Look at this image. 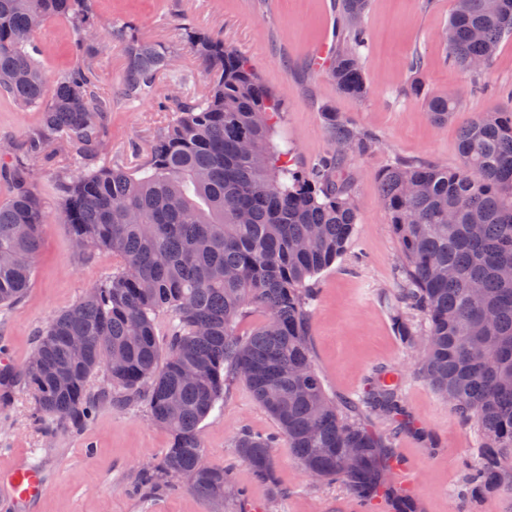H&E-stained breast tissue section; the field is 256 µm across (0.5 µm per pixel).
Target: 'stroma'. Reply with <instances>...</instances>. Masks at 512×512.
Returning a JSON list of instances; mask_svg holds the SVG:
<instances>
[{"label": "stroma", "instance_id": "1", "mask_svg": "<svg viewBox=\"0 0 512 512\" xmlns=\"http://www.w3.org/2000/svg\"><path fill=\"white\" fill-rule=\"evenodd\" d=\"M454 8L455 0H369L363 19L369 94L363 99L340 94L324 72L309 65L317 44L348 33L334 0H93L97 49L92 53L76 48L71 20L44 22L34 40L48 80L76 68L91 70L98 92L111 97L112 110L102 119L106 146L97 156L61 149L27 159L21 144L38 115L0 95V159L10 166L21 159L30 167L45 214L29 287L18 303L0 307V361L23 366L38 332L117 266L107 252L89 259L76 255L62 213L64 185L87 168L142 164L173 118L172 95L200 99L208 91L190 35L218 37L280 94L278 133L291 147L295 168L307 170L333 150L325 110L343 113L376 138L368 154L346 159L358 205L357 231L341 258L319 276L310 307L311 352L328 393L349 416L381 435L390 463L403 461L411 468V478L397 476L393 482L415 501L417 512H512V493H467L468 474L479 460V429L417 377V353L402 343L393 324L400 256L379 199V173L398 158L456 167L461 129L480 113L512 109V38L500 44L486 69L452 66L443 34ZM120 27L161 44L171 56V71L159 73L150 91L135 99L122 93L126 60L112 39ZM417 83L457 98L459 108L447 123L432 122L411 93ZM388 377L399 387L404 415L388 416L361 403ZM245 431L266 436L278 427L239 381L200 425L209 465L230 469L242 491L238 499L203 498L182 481L150 490L141 484L142 472L158 462L172 437L152 422L145 401L103 404L82 427L51 433L36 420L32 394L20 378L0 403V476L24 458L42 469L37 512H251L255 506L260 512H351L350 490L313 482L287 448L276 451L272 481L257 480L233 446Z\"/></svg>", "mask_w": 512, "mask_h": 512}]
</instances>
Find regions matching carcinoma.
I'll return each instance as SVG.
<instances>
[{
  "label": "carcinoma",
  "instance_id": "obj_1",
  "mask_svg": "<svg viewBox=\"0 0 512 512\" xmlns=\"http://www.w3.org/2000/svg\"><path fill=\"white\" fill-rule=\"evenodd\" d=\"M368 0H341L351 37L336 48L328 77L339 93L368 95L361 19ZM68 17L77 47L94 50L90 0H0V93L41 112L23 145L36 158L63 142L93 156L103 146L102 115L111 102L91 73L73 69L51 83L34 54L35 17ZM480 28L482 38L471 36ZM449 62L463 69L488 64L512 37V0H456L448 20ZM126 58L124 87L149 91L170 56L158 43L116 29ZM193 47L210 77L200 100L174 99L175 118L152 142L135 170L88 169L64 187V219L90 258L112 254L108 279L42 331L21 369L0 366V386L24 377L37 414L79 427L105 402L145 398L152 420L166 428L171 448L148 470L151 486L184 479L201 497L223 499L233 486L223 469H201L199 425L239 378L277 421L272 437L241 433L240 459L268 481L274 448L283 440L303 470L319 482L340 481L359 501L385 486L382 441L343 414L314 367L308 341L313 279L345 252L358 209L342 178L343 152L365 154L373 140L343 113L325 112L336 150L308 171L291 169L274 142L281 103L246 60L218 37ZM432 121L448 122L458 101L411 88ZM459 165L393 161L379 175L380 197L400 245L403 273L396 323L418 351L417 373L480 430L479 466L470 483L512 492V111L485 112L459 135ZM12 175L0 202V305L19 301L40 248L42 203L27 169ZM251 309L264 319L248 337L238 324ZM425 320L415 328L404 311ZM173 323L167 347L156 319ZM71 336L86 350L73 355ZM123 359L109 368L112 356ZM105 370L100 386L91 376ZM369 407L402 410L398 388L386 381L365 397ZM394 512H416L414 501L387 490Z\"/></svg>",
  "mask_w": 512,
  "mask_h": 512
}]
</instances>
